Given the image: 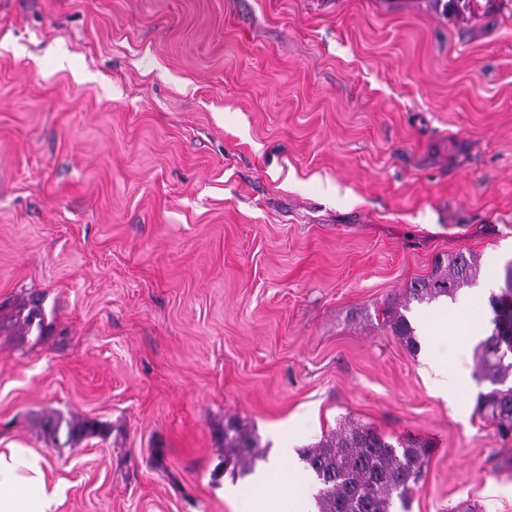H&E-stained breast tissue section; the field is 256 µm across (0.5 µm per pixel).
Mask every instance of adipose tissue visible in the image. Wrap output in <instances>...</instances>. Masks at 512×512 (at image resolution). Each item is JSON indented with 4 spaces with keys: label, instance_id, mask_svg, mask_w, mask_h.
Instances as JSON below:
<instances>
[{
    "label": "adipose tissue",
    "instance_id": "obj_1",
    "mask_svg": "<svg viewBox=\"0 0 512 512\" xmlns=\"http://www.w3.org/2000/svg\"><path fill=\"white\" fill-rule=\"evenodd\" d=\"M466 348L450 357L430 354L426 365L440 392H461L465 381L461 362ZM61 492L49 475L45 459L29 448H0V512H57Z\"/></svg>",
    "mask_w": 512,
    "mask_h": 512
}]
</instances>
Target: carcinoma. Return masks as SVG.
Segmentation results:
<instances>
[{
  "mask_svg": "<svg viewBox=\"0 0 512 512\" xmlns=\"http://www.w3.org/2000/svg\"><path fill=\"white\" fill-rule=\"evenodd\" d=\"M476 257L462 252L439 258L426 277L412 282L406 298L431 302L441 297L453 298L476 278ZM41 300L33 297L21 326L45 334ZM492 329L474 350V375L487 384L479 393L475 412L496 425L501 435L512 433V341L501 345L500 337L512 334V262L505 266L504 287L491 297ZM384 326L406 348L417 351L414 328L396 309L385 313ZM44 438L56 442L60 428H66L68 441L75 444L86 438L101 436L105 425L94 419L46 414L41 419ZM428 445L413 439L390 441L372 428L345 421L319 442L300 452L301 460L319 484L316 495L318 512H392L394 500L408 508L411 494L422 474ZM263 448L254 430L238 419L224 424V468L240 475L253 471L262 458Z\"/></svg>",
  "mask_w": 512,
  "mask_h": 512,
  "instance_id": "carcinoma-1",
  "label": "carcinoma"
}]
</instances>
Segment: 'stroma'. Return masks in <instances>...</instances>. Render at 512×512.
Wrapping results in <instances>:
<instances>
[{
	"mask_svg": "<svg viewBox=\"0 0 512 512\" xmlns=\"http://www.w3.org/2000/svg\"><path fill=\"white\" fill-rule=\"evenodd\" d=\"M512 261V15L434 0H0V448L60 512H243L267 457L352 420L429 443L407 512H512V436L382 326L436 257ZM111 431L47 442V413ZM41 300L38 297H31L29 301L30 308L26 316L23 317L22 323L19 314V324L26 332H30L33 327L38 331V338H41L45 334L44 315L40 306ZM263 448L253 429H248L238 419L229 418L224 424V468L240 475L253 471L255 461L262 458Z\"/></svg>",
	"mask_w": 512,
	"mask_h": 512,
	"instance_id": "35a3bbf8",
	"label": "stroma"
}]
</instances>
